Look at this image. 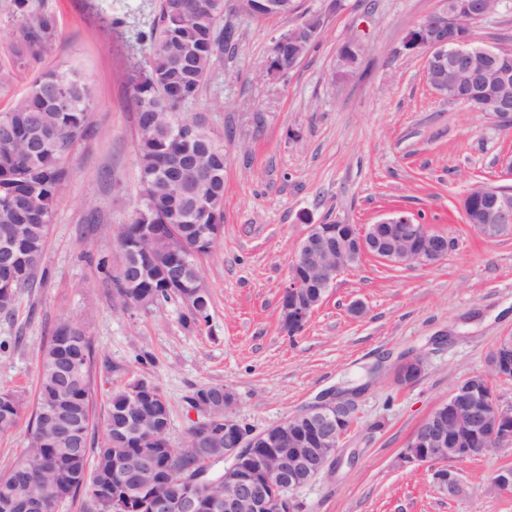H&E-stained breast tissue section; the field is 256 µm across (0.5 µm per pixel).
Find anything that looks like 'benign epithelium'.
I'll return each mask as SVG.
<instances>
[{
	"instance_id": "1",
	"label": "benign epithelium",
	"mask_w": 512,
	"mask_h": 512,
	"mask_svg": "<svg viewBox=\"0 0 512 512\" xmlns=\"http://www.w3.org/2000/svg\"><path fill=\"white\" fill-rule=\"evenodd\" d=\"M266 15L286 17L295 11L288 0H264ZM456 20L449 9L434 14L413 30L406 46L426 52V81L432 92L446 99L454 91L468 88L491 75L504 87L512 85V71L501 66L497 47L482 46L472 35L448 37V26ZM325 16H301L276 39L263 71L270 77L284 75L283 63L297 68L317 41ZM494 117L504 126L512 125V99L503 96L495 106ZM468 195L480 206L472 210L462 201L464 223L481 237L495 240L512 233V192L489 184H477ZM448 237L417 222L405 209H393L364 228L337 234L322 224H310L288 269V287L280 301V323L284 331L297 333L305 327L326 293L345 271L370 258L392 267L431 265L448 254ZM424 359L412 355L393 370L398 384L417 378ZM512 370V336L500 337L487 371L479 374L489 391L492 380L506 378ZM130 397L139 406L158 416L164 404L156 394L155 383L140 378L132 384ZM235 398L224 388V418L217 419L216 399L203 394L194 402L200 414L199 427L205 442L224 434V455L233 459L216 482L217 491L200 495L187 490L175 499L151 497V512H299L289 492L322 476L338 459L340 443L353 424L356 405L332 396L323 403L291 416L260 434H248L234 414ZM512 445V405L503 406L492 397L466 383L459 384L417 427L403 452L408 462L452 461L462 463L476 456ZM132 494L144 493L157 484L158 469L151 462L133 465ZM438 491L452 499L461 484L457 472L440 468L434 474ZM497 491H512V466L502 467L489 480Z\"/></svg>"
}]
</instances>
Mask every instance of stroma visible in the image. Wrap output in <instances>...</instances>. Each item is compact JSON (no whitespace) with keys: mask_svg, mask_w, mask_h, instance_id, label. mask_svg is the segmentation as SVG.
I'll return each instance as SVG.
<instances>
[{"mask_svg":"<svg viewBox=\"0 0 512 512\" xmlns=\"http://www.w3.org/2000/svg\"><path fill=\"white\" fill-rule=\"evenodd\" d=\"M54 17L58 36L36 55L16 53L24 18L0 0V111L50 69L79 72L93 91L90 136L64 159L70 176L52 214L33 287L12 316L0 313V391L24 404L0 434V473L27 446L42 349L56 327H82L90 342L91 445L105 434L113 391L153 380L170 408L169 438L180 447L197 415L199 386L221 384L253 433L320 404L355 396L357 411L334 469L294 490L301 512H512V492L488 479L512 465V447L456 464V499L434 486L435 463L402 452L416 427L467 375L485 371L500 336L512 335V236L489 241L463 221L461 201L476 182L512 187V129L433 94L424 52L407 34L444 0H296L325 27L296 70L261 73L289 19L225 12L233 32L196 101L181 115L200 121L224 148V224L203 262L209 319L186 325L178 298L150 309L115 306L98 267L119 264L115 242L137 198L136 112L126 73L145 62L159 0H29ZM476 42L512 49V0L472 28ZM359 53L345 79H332L345 43ZM405 209L450 240L446 259L392 268L367 259L342 274L305 328L288 334L279 304L289 262L308 225L365 227ZM364 311L355 316L353 304ZM420 353L425 366L397 385L393 365Z\"/></svg>","mask_w":512,"mask_h":512,"instance_id":"1","label":"stroma"}]
</instances>
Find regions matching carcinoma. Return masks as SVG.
Returning a JSON list of instances; mask_svg holds the SVG:
<instances>
[{
    "label": "carcinoma",
    "mask_w": 512,
    "mask_h": 512,
    "mask_svg": "<svg viewBox=\"0 0 512 512\" xmlns=\"http://www.w3.org/2000/svg\"><path fill=\"white\" fill-rule=\"evenodd\" d=\"M16 6L29 17L22 39L33 52L51 45L55 36L52 18L27 9L26 0ZM224 0H160L159 18L150 33L151 51L145 65L131 71L129 80L137 118L139 194L131 221L123 225V265L112 284L125 288L127 301L142 308L155 307L193 287L198 258L210 254L221 236L212 217L190 205L197 181H166L160 165L171 159L173 137L159 133L165 113L196 100L229 32H220ZM93 95L90 85L74 72L51 69L30 86L28 93L9 111L0 112V138L15 132L13 141H0V237L13 234L11 252L0 255L21 272L7 296H0V313L13 310L20 291L34 284L48 224L60 188L68 176L63 159L69 149L90 132ZM143 224H169L192 240L196 255L181 274L180 286L170 288L163 269L174 259L168 240L148 244L140 240ZM92 351L84 331L72 324L57 327L41 357L34 419L24 454L0 475V493L8 491L23 503L37 499L42 512H56L60 502L84 493L96 512H124L127 473L120 462L141 451L136 435L138 409L127 389L112 393L105 437L89 460L91 422L90 365ZM62 400L65 417L52 427L50 442L37 431L49 404ZM22 399L0 392V434L17 424ZM129 416L128 434L115 436L116 412ZM170 411L164 410L157 430L163 446L155 450L154 464L162 480L153 495L174 496L183 485L182 473L199 475L206 460L219 456L224 444L173 448L169 439Z\"/></svg>",
    "instance_id": "1"
}]
</instances>
